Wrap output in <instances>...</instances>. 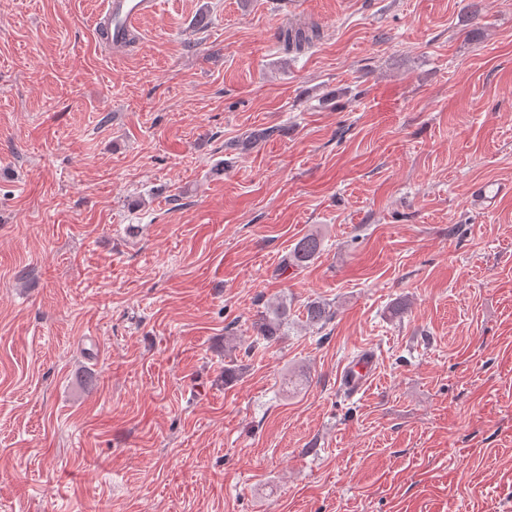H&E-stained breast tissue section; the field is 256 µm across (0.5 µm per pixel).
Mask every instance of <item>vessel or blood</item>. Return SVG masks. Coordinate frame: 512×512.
Returning <instances> with one entry per match:
<instances>
[{
	"mask_svg": "<svg viewBox=\"0 0 512 512\" xmlns=\"http://www.w3.org/2000/svg\"><path fill=\"white\" fill-rule=\"evenodd\" d=\"M159 0H104L94 23L102 32L108 52L125 51L131 41L138 20L156 12ZM378 359L375 354L356 356L340 373L345 393L356 396L365 391L376 375Z\"/></svg>",
	"mask_w": 512,
	"mask_h": 512,
	"instance_id": "1",
	"label": "vessel or blood"
}]
</instances>
